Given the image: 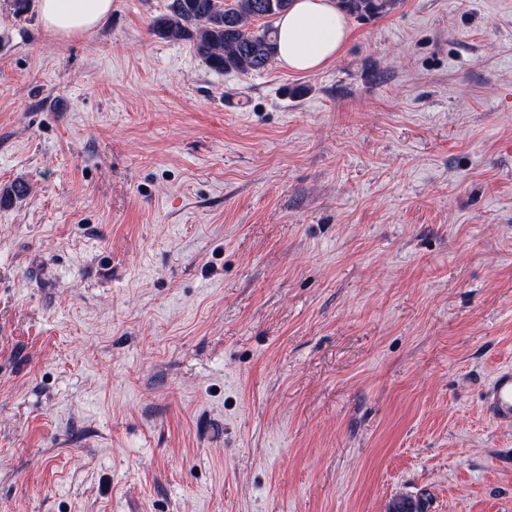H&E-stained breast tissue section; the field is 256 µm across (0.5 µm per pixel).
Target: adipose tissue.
<instances>
[{
	"label": "adipose tissue",
	"mask_w": 512,
	"mask_h": 512,
	"mask_svg": "<svg viewBox=\"0 0 512 512\" xmlns=\"http://www.w3.org/2000/svg\"><path fill=\"white\" fill-rule=\"evenodd\" d=\"M44 28L56 37L79 36L97 28L112 11V0H39ZM280 65L313 72L341 54L349 20L337 0H292L277 21Z\"/></svg>",
	"instance_id": "1"
}]
</instances>
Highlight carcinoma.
Returning a JSON list of instances; mask_svg holds the SVG:
<instances>
[{
    "mask_svg": "<svg viewBox=\"0 0 512 512\" xmlns=\"http://www.w3.org/2000/svg\"><path fill=\"white\" fill-rule=\"evenodd\" d=\"M398 0H339L359 19L388 13ZM291 0H168L153 18L152 34L167 42H188L215 72L249 74L267 69L277 55V28L269 22L288 10ZM28 187L13 183L0 192V204L20 199Z\"/></svg>",
    "mask_w": 512,
    "mask_h": 512,
    "instance_id": "cac0c4a2",
    "label": "carcinoma"
}]
</instances>
